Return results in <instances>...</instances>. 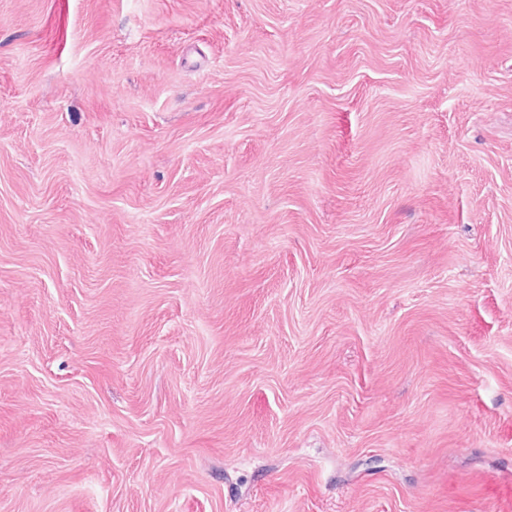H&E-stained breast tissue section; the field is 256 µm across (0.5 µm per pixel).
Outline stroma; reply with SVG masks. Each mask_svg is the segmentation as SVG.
Returning a JSON list of instances; mask_svg holds the SVG:
<instances>
[{"mask_svg":"<svg viewBox=\"0 0 512 512\" xmlns=\"http://www.w3.org/2000/svg\"><path fill=\"white\" fill-rule=\"evenodd\" d=\"M0 512H512V0H0Z\"/></svg>","mask_w":512,"mask_h":512,"instance_id":"1","label":"stroma"}]
</instances>
